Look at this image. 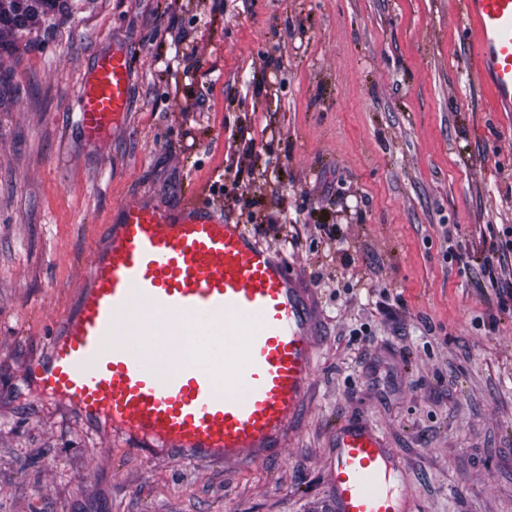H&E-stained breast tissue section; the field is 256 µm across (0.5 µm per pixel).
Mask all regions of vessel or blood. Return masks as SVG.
<instances>
[{
  "instance_id": "vessel-or-blood-1",
  "label": "vessel or blood",
  "mask_w": 512,
  "mask_h": 512,
  "mask_svg": "<svg viewBox=\"0 0 512 512\" xmlns=\"http://www.w3.org/2000/svg\"><path fill=\"white\" fill-rule=\"evenodd\" d=\"M476 72L512 106V0H461ZM131 58L98 54L77 124L99 143L129 108ZM314 288L245 225L188 201L120 203L75 309L25 374L40 397L133 451L191 464L259 461L295 435L317 363ZM335 512H411L399 459L373 427L332 429Z\"/></svg>"
}]
</instances>
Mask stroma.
Segmentation results:
<instances>
[{
	"mask_svg": "<svg viewBox=\"0 0 512 512\" xmlns=\"http://www.w3.org/2000/svg\"><path fill=\"white\" fill-rule=\"evenodd\" d=\"M128 112L86 143L97 54ZM454 0H79L0 63V512H333L331 428H375L413 512H512V112ZM195 197L310 282L299 433L149 459L23 382L120 202ZM131 57L125 51L100 53L79 88L77 124L86 142L99 143L129 108Z\"/></svg>",
	"mask_w": 512,
	"mask_h": 512,
	"instance_id": "1",
	"label": "stroma"
}]
</instances>
